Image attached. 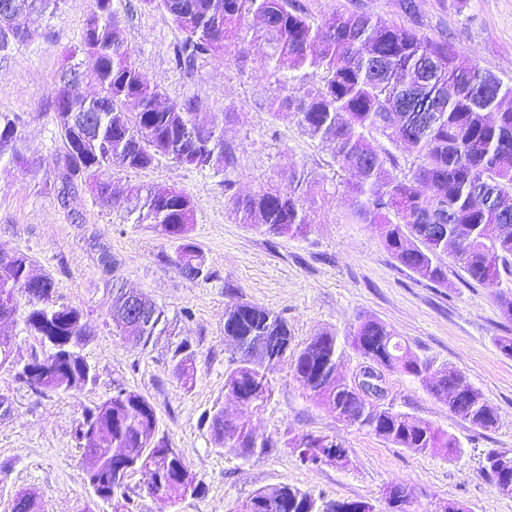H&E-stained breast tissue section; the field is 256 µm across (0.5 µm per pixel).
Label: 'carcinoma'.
Listing matches in <instances>:
<instances>
[{
	"label": "carcinoma",
	"instance_id": "cac0c4a2",
	"mask_svg": "<svg viewBox=\"0 0 512 512\" xmlns=\"http://www.w3.org/2000/svg\"><path fill=\"white\" fill-rule=\"evenodd\" d=\"M2 2L0 60L25 43L30 25L56 15L65 0ZM141 2L165 13L183 34L174 58L180 67L217 54L226 63H237L254 46L249 31L259 33L270 77L283 92L278 108L292 112L306 134L333 143L339 166L357 178L349 205L352 223L384 225L385 246L393 258L430 282L446 283L445 259H453L471 280L493 289L500 311L512 319V291L501 289L503 278H512V109L502 108V101L512 98L511 85L476 64L460 67L458 50L448 39H429L370 15L337 12L319 25L288 0ZM119 23L113 0H91L80 40L69 51L55 88L54 120L63 144L60 194L78 181L88 184L96 196L119 203L134 223L177 242L179 268L189 279L206 282L213 272L190 238L196 223L190 197L175 188L137 187L125 193L112 184L109 172L168 160L222 174L229 190L234 156L224 145V129L197 124V100L170 98L136 69ZM79 55L92 58L93 67L82 69L74 62ZM284 69H321L324 75L318 87L301 92L282 80ZM83 82L96 87L93 97L74 92ZM131 101L136 103L133 112L127 109ZM371 132L416 154L420 164L410 178H392L395 159L373 144ZM21 141L15 120L0 112V160L23 159ZM303 182L304 174L294 170L285 189L233 197L236 220H256L271 235L306 233L313 218ZM434 224L444 237L428 236ZM32 266L23 253L0 256V322L14 320L24 296L25 325L47 348L43 361L53 357L56 345L70 340L76 359L88 363L80 352L91 336L83 311L54 301L52 279L33 274ZM136 304L144 307L140 317L131 316ZM110 318L117 335L144 348L168 330L161 307L116 282ZM224 337L233 346L224 388L242 403L268 401L270 372L288 362L304 393L346 424L415 453L456 452L459 443L453 436L366 400L336 377V362L349 348L364 364L421 380L471 425L488 429L497 423L496 409L480 390L463 377L450 387L434 384L430 366L376 319H358L343 338L336 332L313 336L299 349L281 316L236 300L224 308ZM173 360L177 376L192 380L194 353L187 344L175 346ZM100 405L108 410H82L75 431L85 454L101 461L100 471L88 472L94 495L112 504L113 512H134L127 482L112 479L113 464L125 458L133 469L150 473V491L163 505L185 496L173 476L181 461L158 454L162 439L155 436L152 403L139 393L128 398L119 390ZM210 427L218 441L246 456L275 446L244 422L226 424L221 410L211 417ZM504 455L503 450L487 453L485 470L496 480L512 482V465H503ZM384 501L389 512H411L403 486L386 491ZM359 505L345 500L320 505L310 494L283 484L256 491L234 512H338L341 507L358 512ZM10 512H41V505L34 495L19 493Z\"/></svg>",
	"mask_w": 512,
	"mask_h": 512
}]
</instances>
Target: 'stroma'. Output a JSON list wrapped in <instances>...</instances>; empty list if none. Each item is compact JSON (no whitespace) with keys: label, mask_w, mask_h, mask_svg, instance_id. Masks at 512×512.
I'll return each mask as SVG.
<instances>
[{"label":"stroma","mask_w":512,"mask_h":512,"mask_svg":"<svg viewBox=\"0 0 512 512\" xmlns=\"http://www.w3.org/2000/svg\"><path fill=\"white\" fill-rule=\"evenodd\" d=\"M412 9H405V2ZM315 21L334 11L367 14L438 40L450 39L463 63L478 64L512 85V0H297ZM125 43L137 69L170 97H194L203 126L219 124L235 155V182L163 160L138 171H113L115 184L176 188L197 208L191 237L214 273L210 282L186 278L175 264L173 243L124 208L77 185L60 195L61 142L52 120L53 93L68 50L79 40L89 0H65L58 13L35 23L29 41L0 62V112L15 116L24 151L35 165L23 169L0 161V252H23L49 275L58 303L80 308L92 333L83 354L94 365L95 384L68 393H36L16 375L17 365L44 353L23 320L0 325L10 338L12 363L0 366V512L14 495L32 491L43 512H112L88 481L89 460L75 431L82 407L112 396L116 387L143 394L157 415V437L185 458L201 491L163 506L141 472L128 479L135 512H232L255 491L283 483L317 501H367L385 512L382 491L407 486L418 512H437L448 501L468 512H512L483 469L488 451L512 449V357L499 340L512 339V320L498 308L491 288L473 282L456 262L439 285L400 265L384 246L381 231L347 219L354 179L339 167L329 144L305 134L288 110L265 62L263 43L246 61L223 57L177 67L182 34L164 13L139 0H114ZM305 172L315 222L305 234L274 236L235 220L232 193L285 187L291 170ZM116 265L104 270L99 248ZM141 292L164 307L170 335L148 347L115 335L110 320L113 282ZM241 299L284 320L301 346L326 331L344 332L359 317L389 325L432 370L453 369L477 387L497 411L489 429L451 413L417 380L387 373L386 405L452 434L455 455L418 454L393 447L373 433L345 424L307 397L289 365L271 372L273 395L263 405L238 404L224 391L231 347L224 339V308ZM195 353L194 379L183 384L173 372L180 341ZM248 421L277 441L265 454L243 456L218 444L209 427L216 411ZM313 432L338 438L348 462L301 464L283 447L285 433Z\"/></svg>","instance_id":"1"}]
</instances>
